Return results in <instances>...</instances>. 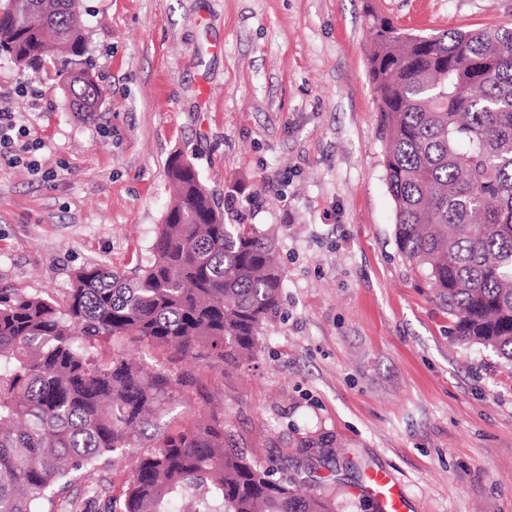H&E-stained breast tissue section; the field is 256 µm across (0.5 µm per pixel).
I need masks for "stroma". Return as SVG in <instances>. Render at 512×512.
Returning a JSON list of instances; mask_svg holds the SVG:
<instances>
[{
	"instance_id": "1",
	"label": "stroma",
	"mask_w": 512,
	"mask_h": 512,
	"mask_svg": "<svg viewBox=\"0 0 512 512\" xmlns=\"http://www.w3.org/2000/svg\"><path fill=\"white\" fill-rule=\"evenodd\" d=\"M103 104L85 122L55 77L0 58V108L39 142L0 163V288L62 298L90 263L129 275L153 258L183 154L228 224L271 230L284 270L255 360L228 372L125 339L187 379L162 422L210 408L252 459L313 457L336 512H377L391 470L410 512H512V370L461 344L395 244L367 7L428 34L512 27V0H81ZM321 447L300 451L305 440Z\"/></svg>"
}]
</instances>
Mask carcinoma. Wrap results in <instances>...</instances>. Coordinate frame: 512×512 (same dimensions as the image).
<instances>
[{
  "mask_svg": "<svg viewBox=\"0 0 512 512\" xmlns=\"http://www.w3.org/2000/svg\"><path fill=\"white\" fill-rule=\"evenodd\" d=\"M6 0L0 55L39 73L53 66L73 110L91 120L102 91L68 71L92 68L76 0ZM368 64L386 141L395 242L448 311L453 334L512 364V28L407 32L370 8ZM173 201L153 259L131 278L89 264L58 301L0 291V512H92L101 472L138 437L124 512H335L298 493L315 472L289 474L236 445L213 412L171 431L173 380L93 340H146L233 371L251 361L279 309L274 237L226 224L217 197L176 155ZM80 488L71 491L74 481Z\"/></svg>",
  "mask_w": 512,
  "mask_h": 512,
  "instance_id": "carcinoma-1",
  "label": "carcinoma"
}]
</instances>
